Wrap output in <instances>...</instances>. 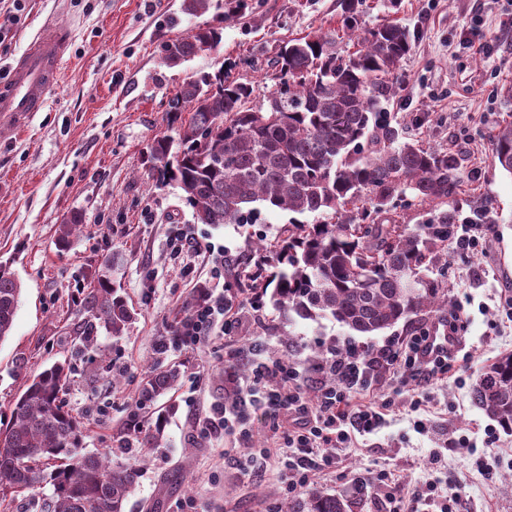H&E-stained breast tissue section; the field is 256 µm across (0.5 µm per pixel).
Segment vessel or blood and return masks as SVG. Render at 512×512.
Masks as SVG:
<instances>
[{"label": "vessel or blood", "mask_w": 512, "mask_h": 512, "mask_svg": "<svg viewBox=\"0 0 512 512\" xmlns=\"http://www.w3.org/2000/svg\"><path fill=\"white\" fill-rule=\"evenodd\" d=\"M69 42L66 30L45 26L0 81V125L26 126L55 83Z\"/></svg>", "instance_id": "obj_1"}]
</instances>
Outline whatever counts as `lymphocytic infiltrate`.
<instances>
[{
  "label": "lymphocytic infiltrate",
  "mask_w": 512,
  "mask_h": 512,
  "mask_svg": "<svg viewBox=\"0 0 512 512\" xmlns=\"http://www.w3.org/2000/svg\"><path fill=\"white\" fill-rule=\"evenodd\" d=\"M228 312L223 296L211 289L201 290L194 313L178 326L177 343L185 348L198 345L209 337L219 320ZM459 326L449 321L443 344H435L434 334L422 329L410 336L400 348L384 345L367 352L356 365V375H348L346 362L332 358L326 362L331 379L315 399H307L297 379L298 369L284 360L255 363L253 378L246 394L257 402L263 415L272 421L293 419L295 426L283 438L281 465L286 473V491L293 494L317 484L326 474L337 448L351 438L352 431L370 432L378 428L389 400L352 404L353 393L367 387L384 368H406L423 379L447 377L452 368L453 350L460 344ZM375 485L386 488L389 512H418L419 505L437 512H457L455 503L436 484L426 483L405 488L389 474L379 473Z\"/></svg>",
  "instance_id": "1"
}]
</instances>
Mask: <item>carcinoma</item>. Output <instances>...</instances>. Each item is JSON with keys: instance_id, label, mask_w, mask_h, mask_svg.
<instances>
[{"instance_id": "1", "label": "carcinoma", "mask_w": 512, "mask_h": 512, "mask_svg": "<svg viewBox=\"0 0 512 512\" xmlns=\"http://www.w3.org/2000/svg\"><path fill=\"white\" fill-rule=\"evenodd\" d=\"M346 11L344 28L355 50L341 49L334 30L289 41L273 61L279 87L264 111L247 107L253 88L222 70L186 82L166 113L179 138H155L148 157L157 179L183 191L198 224H242L257 203L297 215L332 214L323 224H285L270 244L258 240L254 247L271 260H247L236 277L263 294L275 284L271 301L291 322L331 319L359 336H373L447 305L444 289L426 271L448 256L456 224L449 198L462 185V159L446 148L400 141L399 130L380 111L411 50L409 30L388 22L359 33L355 0H348ZM222 40V29L199 25L164 45L163 62L178 65ZM492 161L512 175V124L494 135ZM408 190L447 208L425 224H398L385 206ZM81 227L78 214L63 219L57 246L69 247ZM112 266L105 261L96 284L82 292L84 347L100 328L124 336L136 319L111 282ZM20 295L14 271L0 262L1 341L12 330ZM71 375L65 359L27 376L0 426V505L25 494L36 497L49 485L43 512H125L139 471L80 452L82 425L62 402ZM180 377L175 364L149 368L136 403L157 401ZM471 399L512 433V352L484 366ZM165 420L163 411L150 422L131 413L114 437L116 451L162 447ZM364 495L363 485L352 498L313 487L288 502L286 512H354Z\"/></svg>"}]
</instances>
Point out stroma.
I'll return each mask as SVG.
<instances>
[{"label": "stroma", "mask_w": 512, "mask_h": 512, "mask_svg": "<svg viewBox=\"0 0 512 512\" xmlns=\"http://www.w3.org/2000/svg\"><path fill=\"white\" fill-rule=\"evenodd\" d=\"M182 0H25L19 21L0 42L6 75L47 24L71 34L57 84L27 128L0 130V261L10 262L22 293L10 335L0 341V414H7L27 374L70 359L72 382L63 399L84 427L82 452L113 454L141 470L126 512H284L285 474L277 457L250 458L233 434H199V419L224 404L249 379H225L229 354L241 365L285 356L289 343L308 352L397 342L415 325L397 324L374 336L349 335L338 323H290L268 298L236 278L258 237L274 238L291 214L261 208L256 223H194L173 183H149L147 152L160 135L177 137L165 114L174 93L199 72H227L253 88L250 104L266 106L277 87L270 61L288 40L343 25L344 0H247L224 18L211 9L182 13ZM512 0H363L358 24L405 26L410 53L398 92L383 103L407 138L452 149L462 157L465 184L455 198L459 223L476 220L491 201L495 224L477 251L453 250L442 276L451 305H462L465 347L456 373L423 383L412 371L382 372L360 401L383 394L391 410L381 428L353 434L338 449L319 489L353 494L354 474L391 472L404 486L427 482L458 494L462 512H512V433L473 406L471 387L483 366L512 352V175L492 163V136L512 122ZM208 24L222 28L214 52L166 67L162 46ZM82 214L69 250L55 245V228ZM183 229L224 250V277H210L200 257L173 258L170 239ZM138 312L126 336L98 331L93 346L80 338L81 291L105 257ZM220 287L233 302L228 333L214 331L192 349L157 352L197 288ZM182 367L164 447L150 454H114L142 374L153 363ZM420 400L419 409L409 406ZM489 465L484 476L477 463Z\"/></svg>", "instance_id": "obj_1"}]
</instances>
